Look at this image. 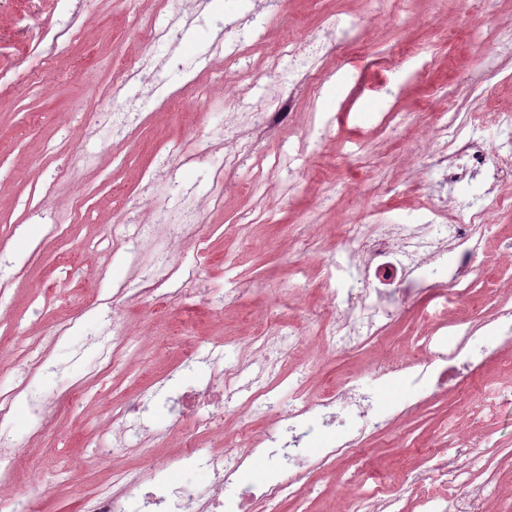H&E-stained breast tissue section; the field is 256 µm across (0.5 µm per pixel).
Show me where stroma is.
I'll return each instance as SVG.
<instances>
[{
  "instance_id": "obj_1",
  "label": "stroma",
  "mask_w": 512,
  "mask_h": 512,
  "mask_svg": "<svg viewBox=\"0 0 512 512\" xmlns=\"http://www.w3.org/2000/svg\"><path fill=\"white\" fill-rule=\"evenodd\" d=\"M182 2L171 0L164 12L155 0H37L42 27L57 29L75 12L83 23L45 77L36 56L21 48L11 0H0V71L7 74L0 82V256L9 262L0 272V347L20 351L32 337L49 339L47 368L28 375L0 361V388L35 390L62 402L55 433L35 437L26 404H12L0 426L43 449L38 476L15 473L10 492L30 500L52 486L47 512H78L80 493L95 476H109L106 429L114 407L135 394L145 397L149 428L168 432L167 445L154 451L169 463L163 479L205 492L211 480L203 471L171 461L190 430L175 422L157 392L162 382L182 379L177 362L184 343L229 365L262 320L296 324L327 303L320 265L346 259L342 225L365 218L411 224L420 206L442 200L440 175L425 163L434 146L422 135L435 119V103L447 102L482 134L496 128L500 113H512V49L494 38L497 29L512 26V0H200L172 48L157 52L160 93L150 94L145 84L121 90V99L135 105L127 115L130 133L119 137L106 125L86 137L89 113L114 108L104 95L113 75L138 66L147 47L144 21L165 24ZM336 20L366 23L367 31L324 54L296 86L290 107L255 128L251 104L276 92L268 72L293 79L276 62L281 43L295 34L322 35ZM394 44L414 49L426 72L389 66L383 52ZM338 68L346 81L335 77ZM233 111L247 149L222 205L209 207L211 170L225 152L224 118ZM325 112L334 117L330 133L315 150H301ZM278 149L298 155L303 171L274 166ZM379 173L391 192L378 190ZM52 185L57 191L49 205L66 226L56 238L28 208ZM325 196L333 205L322 204ZM192 200L203 205L197 219L207 252L196 268L197 292L157 314L143 293L148 262L124 239L133 234L135 217L157 220ZM124 210L131 222L116 224ZM308 224L313 245L295 254L289 239ZM275 280L284 292L267 293ZM305 280L313 288L291 293L292 284ZM234 288L238 299L225 302ZM469 288L466 300L446 302L425 286L387 326L383 341L348 352L324 349L311 336L303 351L317 363L311 393L346 378L363 381L386 357H424L430 315L478 323L512 308V209L491 215ZM119 290L122 325L137 341L106 368L97 338ZM474 377L476 386L433 393L385 434L365 440L360 453L337 460L311 496L284 504L282 512H341L343 498L378 485L400 498L403 512H417L408 475L433 472L443 442L464 436L484 444L485 471L475 481L484 485L490 508L512 512V403L490 401L498 387L512 383V343L501 345Z\"/></svg>"
}]
</instances>
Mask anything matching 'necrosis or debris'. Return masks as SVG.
<instances>
[{"mask_svg":"<svg viewBox=\"0 0 512 512\" xmlns=\"http://www.w3.org/2000/svg\"><path fill=\"white\" fill-rule=\"evenodd\" d=\"M434 129L442 145L432 154L431 164L443 173L449 190H457L476 180H484V191L468 202L469 221L443 224L425 216L418 224H365L345 227V241L355 260L324 265V285L331 299L341 300L344 312L328 309L311 314L307 323L261 326V347L266 355L290 358L299 353L307 335L320 331L326 346L339 351L362 346L381 336L384 328L403 312L406 299L414 294V274L426 270L430 280L440 286L465 284L474 270L480 238L489 214L511 206L512 199L501 196L497 187L502 178L512 179V156L500 157L498 165L487 162L483 137L467 129H452L447 113H437ZM512 339V312H503L482 324L481 331L461 323L440 324L428 336L425 361L395 360L375 368L367 382L346 381L336 390L309 396V364H301L288 375L291 400L281 405L274 395L272 380L257 379L248 399L254 413L276 415L277 431H255L242 424L230 441L237 455L226 458L206 448L188 446L182 457L201 470L223 471L207 495H192L183 488L153 479L140 467L113 470L111 482L81 494V512H126L129 493L148 486L140 500L141 512H274L281 501L305 493L313 470L331 468L337 459L353 453L365 438L385 432L397 420L413 412V399L446 384L448 371L466 368L485 358L493 339ZM240 368L214 372L204 386H189L170 399L174 413L192 426L196 436H204L224 424V399L233 395ZM395 382L407 391L408 400L380 409L378 391ZM209 404L213 412L199 421L196 409ZM144 402L127 401L112 416V451L120 455L145 456L149 447L163 441L161 433L144 428L139 422ZM319 443L323 454L310 462L312 443ZM275 450L290 473H277L257 485H240L239 474L249 458ZM482 461V443L465 437L455 443V453L437 467V477L449 490L469 481Z\"/></svg>","mask_w":512,"mask_h":512,"instance_id":"1","label":"necrosis or debris"}]
</instances>
